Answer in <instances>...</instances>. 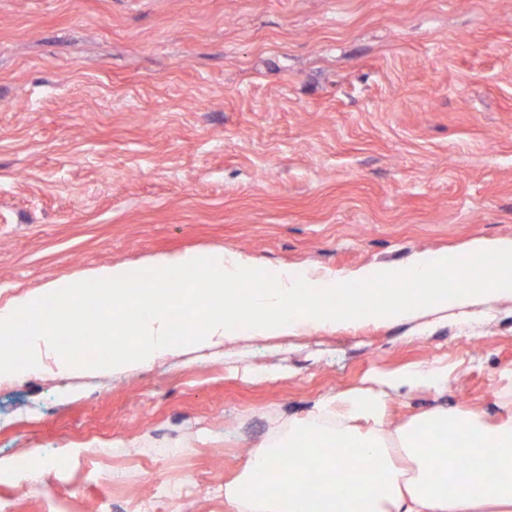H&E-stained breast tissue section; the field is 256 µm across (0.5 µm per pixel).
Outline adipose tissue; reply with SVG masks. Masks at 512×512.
Masks as SVG:
<instances>
[{
	"mask_svg": "<svg viewBox=\"0 0 512 512\" xmlns=\"http://www.w3.org/2000/svg\"><path fill=\"white\" fill-rule=\"evenodd\" d=\"M316 408L225 485L231 512H512V417L439 409L391 432L380 392ZM463 460L467 481L454 476Z\"/></svg>",
	"mask_w": 512,
	"mask_h": 512,
	"instance_id": "obj_1",
	"label": "adipose tissue"
}]
</instances>
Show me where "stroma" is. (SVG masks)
<instances>
[{"instance_id":"obj_1","label":"stroma","mask_w":512,"mask_h":512,"mask_svg":"<svg viewBox=\"0 0 512 512\" xmlns=\"http://www.w3.org/2000/svg\"><path fill=\"white\" fill-rule=\"evenodd\" d=\"M512 238V0H0V309L53 281L228 248L349 273ZM512 415V297L0 384L12 512H227L325 398ZM163 483L171 498L156 500ZM448 381V372L440 371H422L417 369H408L391 374L386 377L385 384L388 387H413L419 384H429L438 386Z\"/></svg>"}]
</instances>
